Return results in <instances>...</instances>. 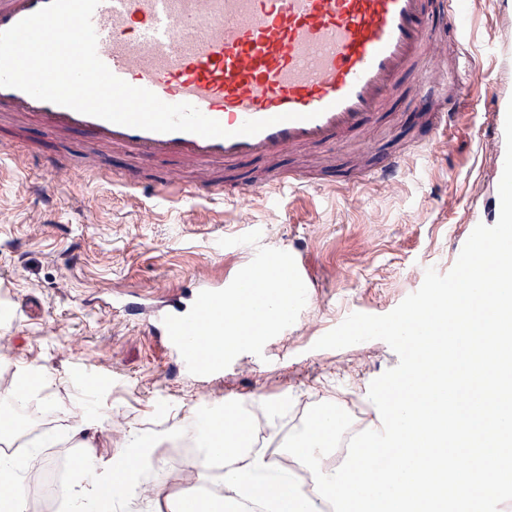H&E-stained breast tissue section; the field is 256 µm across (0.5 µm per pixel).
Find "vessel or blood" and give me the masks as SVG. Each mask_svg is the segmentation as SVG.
Wrapping results in <instances>:
<instances>
[{
  "label": "vessel or blood",
  "instance_id": "b4317fda",
  "mask_svg": "<svg viewBox=\"0 0 512 512\" xmlns=\"http://www.w3.org/2000/svg\"><path fill=\"white\" fill-rule=\"evenodd\" d=\"M48 2L0 0V31ZM469 8V0H101L92 23L97 53L110 71L164 102L194 105L229 137L118 125L10 87H0V124L17 140L34 126L57 140L85 136L100 152L94 169L111 183L166 200L222 196L249 210L257 194L313 186L299 169H279L284 155L348 136L358 139L360 162L341 172L328 163L331 185L371 181L388 189L405 173L410 152L379 150L371 131L382 113L407 100L421 116L414 150L435 157L445 149L447 128L475 86ZM488 40L498 57L511 55L512 24L491 29ZM484 90L494 103L486 126L500 170L512 88L488 82ZM278 115L282 123L258 134L238 133L246 121ZM113 150L135 160L136 168L105 167L103 155ZM246 159L271 168L242 182L217 177L216 166ZM165 161L176 171L144 177ZM224 287L223 280L201 277L189 291L160 300L119 292L107 305L119 315L147 310L149 331L174 356L164 317L185 315L201 291Z\"/></svg>",
  "mask_w": 512,
  "mask_h": 512
}]
</instances>
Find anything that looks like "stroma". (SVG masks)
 <instances>
[{
	"label": "stroma",
	"instance_id": "obj_1",
	"mask_svg": "<svg viewBox=\"0 0 512 512\" xmlns=\"http://www.w3.org/2000/svg\"><path fill=\"white\" fill-rule=\"evenodd\" d=\"M501 23L493 0L473 5L475 73L493 68L484 37ZM488 109L479 97L467 103L448 129L446 153L431 160L415 154L393 191L359 184L342 194L321 187L264 196L245 212L219 198L131 197L91 174L43 193L51 159L79 165L92 145L79 135L59 142L31 129L28 150L0 155V295L9 307L0 340L7 341L14 368L35 369L52 386L56 408L38 409L42 430L57 435L46 456L79 453L65 435L61 405H87L138 425L183 418L206 396L247 404L257 398L329 401L352 382L367 398L371 382L397 365L396 353L381 340L363 342L357 354L347 347L317 350L315 335L357 311L390 313L420 288L427 268L447 273L472 209L484 203L478 190L492 177L493 149L482 127ZM417 120L407 103L394 104L379 121L382 147L404 141ZM256 226L262 246H301L315 276L307 323L272 344L283 354L280 361L264 364L247 353L222 382L190 380L143 329L83 303L115 291L161 296L195 277L231 276L254 248L221 252L214 242Z\"/></svg>",
	"mask_w": 512,
	"mask_h": 512
}]
</instances>
